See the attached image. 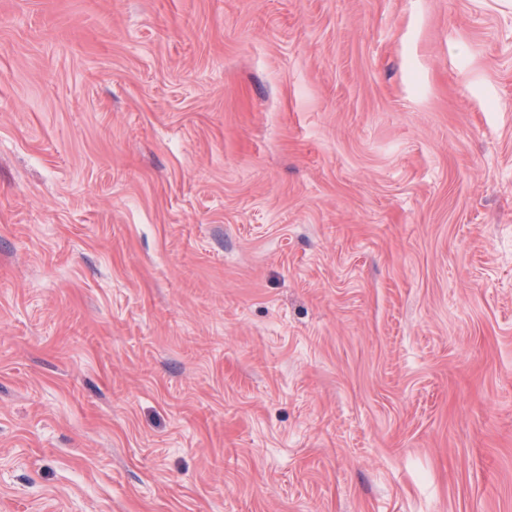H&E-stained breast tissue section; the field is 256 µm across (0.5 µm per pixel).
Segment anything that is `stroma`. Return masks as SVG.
Returning <instances> with one entry per match:
<instances>
[{
	"mask_svg": "<svg viewBox=\"0 0 512 512\" xmlns=\"http://www.w3.org/2000/svg\"><path fill=\"white\" fill-rule=\"evenodd\" d=\"M0 512H512V0H0Z\"/></svg>",
	"mask_w": 512,
	"mask_h": 512,
	"instance_id": "35a3bbf8",
	"label": "stroma"
}]
</instances>
